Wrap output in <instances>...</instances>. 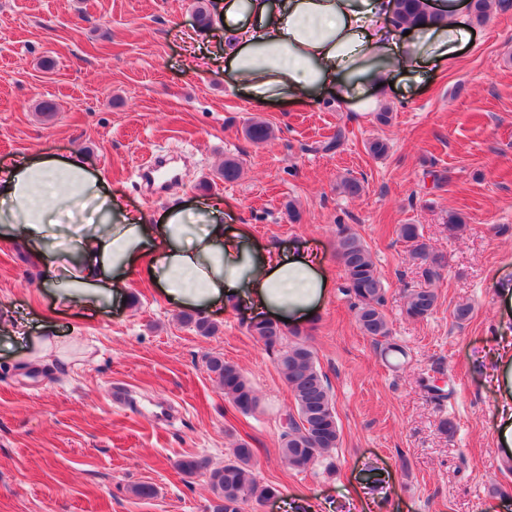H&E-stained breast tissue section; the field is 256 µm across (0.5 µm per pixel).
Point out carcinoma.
<instances>
[{
	"mask_svg": "<svg viewBox=\"0 0 512 512\" xmlns=\"http://www.w3.org/2000/svg\"><path fill=\"white\" fill-rule=\"evenodd\" d=\"M492 0H470L471 18L485 24L491 18ZM396 16L404 25L433 22L437 16L426 11L423 0H395ZM245 136L255 144L268 141L273 128L261 119L251 120ZM242 174L241 162L233 157L224 160L219 175L233 183ZM398 237L407 243L409 261L422 269L428 282L441 278L447 266L444 255L433 250L418 224H402ZM336 256L345 274V292L353 299L356 320L364 335L374 340L384 339V351L404 354L403 348L390 341L391 330L384 312V284L373 255L356 230L348 224L336 225ZM438 296L432 288L410 292L405 303L406 316L414 321L426 319L435 309ZM250 332L265 347L278 349L279 373L294 399L296 414L288 415V427L281 434L280 454L289 468L303 471L317 458L339 447L340 430L336 419L330 385L317 367L313 350L301 331H292L295 340L282 346L284 330L270 319L254 321ZM207 369L215 375L224 390V398L244 415L254 413L260 404L259 396L241 368L220 356L207 360ZM254 451L248 442L232 444L231 457L224 466L213 468L205 457L187 455L176 462L178 470L187 477L209 473L214 495L212 512H241V504L253 500L260 504L277 495V489L259 482L253 472Z\"/></svg>",
	"mask_w": 512,
	"mask_h": 512,
	"instance_id": "1",
	"label": "carcinoma"
}]
</instances>
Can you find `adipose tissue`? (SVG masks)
<instances>
[{
	"mask_svg": "<svg viewBox=\"0 0 512 512\" xmlns=\"http://www.w3.org/2000/svg\"><path fill=\"white\" fill-rule=\"evenodd\" d=\"M425 4L438 22L409 30L393 0H214L211 15L229 40L224 68L253 100L298 104L332 88L370 112L383 84L422 83L471 46L469 0ZM0 236L28 250L62 309L121 301L141 263L180 305L243 303L293 325L318 312L328 287L316 253L257 247L225 228L222 199L176 203L148 223L77 153L0 168Z\"/></svg>",
	"mask_w": 512,
	"mask_h": 512,
	"instance_id": "ef3b65f1",
	"label": "adipose tissue"
}]
</instances>
